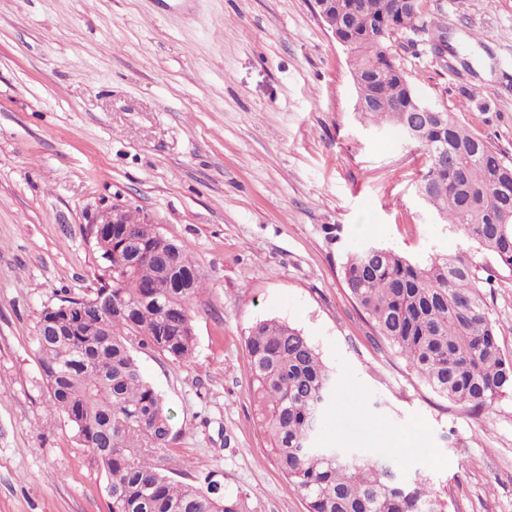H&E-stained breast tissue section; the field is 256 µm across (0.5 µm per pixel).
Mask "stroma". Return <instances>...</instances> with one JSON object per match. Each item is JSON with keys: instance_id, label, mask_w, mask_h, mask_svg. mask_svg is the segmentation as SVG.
I'll list each match as a JSON object with an SVG mask.
<instances>
[{"instance_id": "1", "label": "stroma", "mask_w": 512, "mask_h": 512, "mask_svg": "<svg viewBox=\"0 0 512 512\" xmlns=\"http://www.w3.org/2000/svg\"><path fill=\"white\" fill-rule=\"evenodd\" d=\"M458 55L400 61L417 94L512 160V0H439ZM483 100L468 101L471 91ZM422 151L362 127L348 54L315 0H0V512H108L93 453L45 401L44 306L98 288L85 228L132 207L206 279L196 349L137 350L175 440L172 478L215 471L253 512H307L266 450L245 339L301 329L339 382L318 441L391 453L448 512H512V398L475 421L437 397L350 299L346 252L469 248L416 194ZM483 292L512 358V272Z\"/></svg>"}]
</instances>
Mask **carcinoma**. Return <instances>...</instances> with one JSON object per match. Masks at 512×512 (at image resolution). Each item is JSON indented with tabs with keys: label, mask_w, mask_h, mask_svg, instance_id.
<instances>
[{
	"label": "carcinoma",
	"mask_w": 512,
	"mask_h": 512,
	"mask_svg": "<svg viewBox=\"0 0 512 512\" xmlns=\"http://www.w3.org/2000/svg\"><path fill=\"white\" fill-rule=\"evenodd\" d=\"M346 24L356 110L364 123L398 130L425 156L417 193L446 226L476 251L411 258L369 242L342 263L352 301L375 333L402 356L437 396L468 415H487L512 396V358L503 355L481 294L477 254L512 271V162L463 128L451 112L426 106L394 50L422 33L435 49L448 36L425 0H351ZM124 225H112V247H97L112 280L93 293L45 306L39 321L61 323L59 335L38 336L49 408L64 417L107 477L109 512H251L248 498L217 485L214 473L176 481L153 456L174 440L168 408L144 378L135 356L152 348L175 361L196 348L191 303L204 278L189 247L150 228L147 249L173 257L163 275L152 259L122 270L116 259ZM192 280L180 288L177 281ZM104 293L111 306L101 308ZM250 392L270 456L307 504V512H447L426 482L401 479L385 455L321 448L315 440L336 388V374L300 330L275 320L253 326Z\"/></svg>",
	"instance_id": "carcinoma-1"
}]
</instances>
